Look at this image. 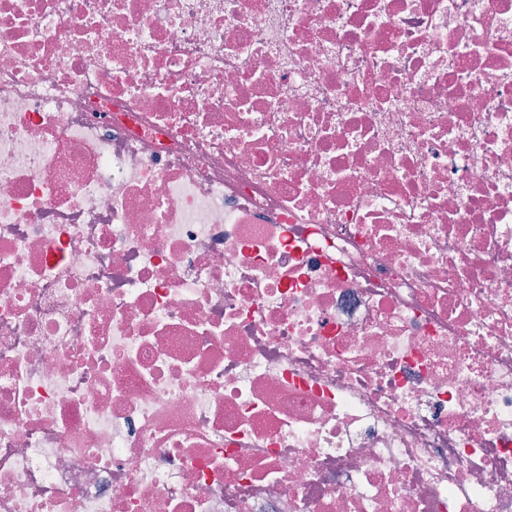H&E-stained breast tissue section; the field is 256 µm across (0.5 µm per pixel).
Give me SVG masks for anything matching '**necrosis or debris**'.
Masks as SVG:
<instances>
[{
  "label": "necrosis or debris",
  "instance_id": "1",
  "mask_svg": "<svg viewBox=\"0 0 512 512\" xmlns=\"http://www.w3.org/2000/svg\"><path fill=\"white\" fill-rule=\"evenodd\" d=\"M0 512H512V0H0Z\"/></svg>",
  "mask_w": 512,
  "mask_h": 512
}]
</instances>
